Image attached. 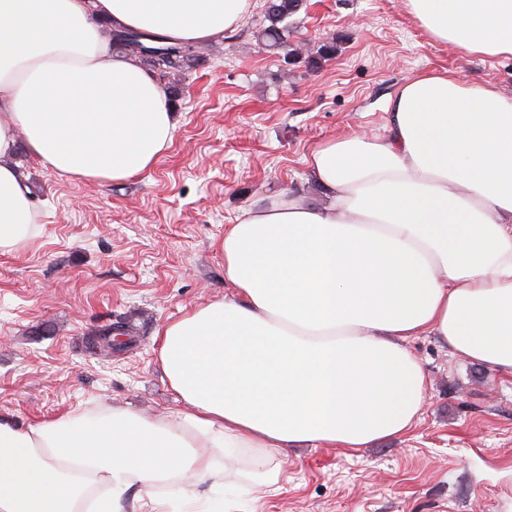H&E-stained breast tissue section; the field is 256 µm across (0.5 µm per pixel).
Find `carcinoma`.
Listing matches in <instances>:
<instances>
[{"label": "carcinoma", "instance_id": "1", "mask_svg": "<svg viewBox=\"0 0 512 512\" xmlns=\"http://www.w3.org/2000/svg\"><path fill=\"white\" fill-rule=\"evenodd\" d=\"M302 0H267L264 20L268 25L259 31V41L273 50H284L288 44L289 19L300 9ZM141 49L135 51L140 62L159 79L169 77L174 70L192 68L201 59V47L175 43L166 38L131 29H112V46L121 52H132L130 43Z\"/></svg>", "mask_w": 512, "mask_h": 512}]
</instances>
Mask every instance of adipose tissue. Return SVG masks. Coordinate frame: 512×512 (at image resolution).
Masks as SVG:
<instances>
[{
    "label": "adipose tissue",
    "mask_w": 512,
    "mask_h": 512,
    "mask_svg": "<svg viewBox=\"0 0 512 512\" xmlns=\"http://www.w3.org/2000/svg\"><path fill=\"white\" fill-rule=\"evenodd\" d=\"M435 40L512 56V0H406ZM252 0H0V252L33 236L14 161L91 181L151 169L177 115L163 81L115 51L101 20L192 44ZM383 137L316 148L320 206L281 196L227 225L224 299L158 332L181 410L0 421V512H147L172 486L214 512L227 485L277 493L290 449L349 452L405 436L426 397L407 348L428 333L512 375V97L450 71L407 79Z\"/></svg>",
    "instance_id": "adipose-tissue-1"
}]
</instances>
